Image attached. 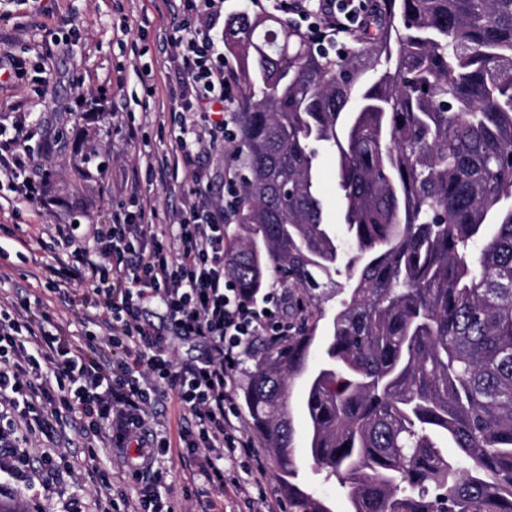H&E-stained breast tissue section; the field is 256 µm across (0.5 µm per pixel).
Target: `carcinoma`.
<instances>
[{
    "label": "carcinoma",
    "instance_id": "cac0c4a2",
    "mask_svg": "<svg viewBox=\"0 0 512 512\" xmlns=\"http://www.w3.org/2000/svg\"><path fill=\"white\" fill-rule=\"evenodd\" d=\"M349 39L333 57L260 10L224 32L241 89L225 262L252 292L276 273L293 325L251 354L249 427L288 512H332L303 460L348 512H512V0H372ZM316 168V189L324 201L325 220L329 224H336V231H340L341 200L336 185V164L333 155L320 150ZM292 407H293V420L295 427V440L297 448L304 447L306 422L304 410L301 406L302 385L296 382L292 386ZM301 477L304 484L312 487L320 496L327 500V504L334 512L348 510L346 489L336 482H325L321 475L316 474L307 464L301 467Z\"/></svg>",
    "mask_w": 512,
    "mask_h": 512
}]
</instances>
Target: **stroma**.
<instances>
[{"label": "stroma", "mask_w": 512, "mask_h": 512, "mask_svg": "<svg viewBox=\"0 0 512 512\" xmlns=\"http://www.w3.org/2000/svg\"><path fill=\"white\" fill-rule=\"evenodd\" d=\"M42 25L16 32L15 19L0 22L10 33L8 48L24 60L26 70L16 79L11 94L31 110L34 136L29 145L40 163L52 171L51 188L56 200L48 209L20 206L0 209V246L12 251L0 263V295L21 294L39 302L53 323L62 325L70 340L83 343L86 329L78 307L62 296L48 292L39 279V267L50 262L54 252L46 227L79 222L80 235L91 238L95 225L112 221V212L123 200L126 178L143 176L142 193L158 213L157 221L169 223L178 206L182 176L160 184L145 178L147 165L156 156L175 150L170 137L169 109L177 91L167 80L172 49L169 34L178 23L172 7L162 0H47ZM65 14L71 23L56 24ZM107 92L117 109L110 132L89 116L81 122L69 119L66 109L78 93ZM98 145L107 163L105 174L95 167L78 173L74 154H86ZM316 189L325 206V220L341 222V200L336 185L332 154L320 151L316 160ZM38 450L54 448L53 470L60 478L44 486L34 469L15 465L0 469V500L19 512H98L106 495L136 497L137 485L124 481L120 450L102 453L86 447L80 433L67 429L57 442L39 439ZM191 457L184 448L170 449L160 460L163 478L157 487L161 499L175 512H197L203 492V477L190 474ZM207 492V491H204ZM263 499L246 501L230 490L207 492L214 512H281L284 495L273 477L263 481Z\"/></svg>", "instance_id": "35a3bbf8"}]
</instances>
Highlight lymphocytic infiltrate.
<instances>
[{
	"mask_svg": "<svg viewBox=\"0 0 512 512\" xmlns=\"http://www.w3.org/2000/svg\"><path fill=\"white\" fill-rule=\"evenodd\" d=\"M283 15L308 23L313 36L324 30L349 33L363 22L354 0H276ZM178 34L172 37L171 80L181 105L170 117L173 155L147 166L151 179L182 168L189 185L170 223H155V211L132 182L122 210L93 230L95 250L81 245L69 225L54 236L62 255L44 265L46 286L60 292L78 283L72 300L83 321L99 328L112 348L98 360L72 345L62 329L47 330L23 301L0 300V449L22 450L33 435H54L64 423L78 425L89 442L133 448L138 463L128 480L139 496L131 512H166L154 488L170 442L150 424L153 409L176 395L182 409L179 439L189 449H206L199 470L207 485L225 488L224 463L247 465L253 488L264 469L252 440L239 425L235 374L244 352L260 338L287 335L284 289L258 297L238 288L224 265V227L235 217L237 184L232 174L214 182L200 157L231 150L237 142L239 85L224 62L218 23L224 0H177ZM32 132L24 113L0 119V181L10 184L12 205H53L52 172L38 168L27 143ZM197 343L195 359L174 364L175 341Z\"/></svg>",
	"mask_w": 512,
	"mask_h": 512,
	"instance_id": "lymphocytic-infiltrate-1",
	"label": "lymphocytic infiltrate"
}]
</instances>
